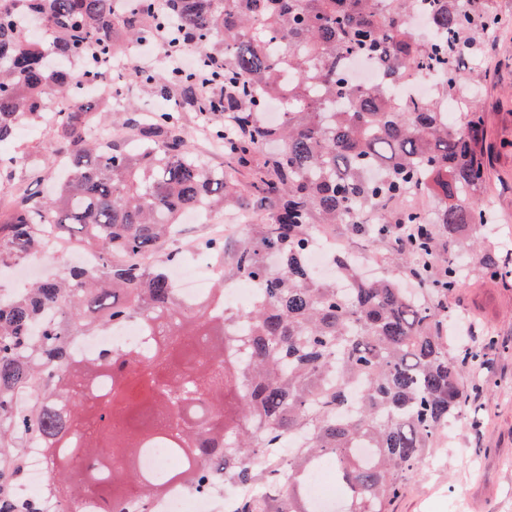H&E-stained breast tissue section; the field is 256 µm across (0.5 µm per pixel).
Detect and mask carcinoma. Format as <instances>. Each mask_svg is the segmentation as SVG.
<instances>
[{
	"instance_id": "carcinoma-1",
	"label": "carcinoma",
	"mask_w": 512,
	"mask_h": 512,
	"mask_svg": "<svg viewBox=\"0 0 512 512\" xmlns=\"http://www.w3.org/2000/svg\"><path fill=\"white\" fill-rule=\"evenodd\" d=\"M490 2L169 0L180 39L211 45L231 96L214 112L213 92L186 77L134 70L160 96L181 88L183 97L172 112L131 114L128 137L103 148L78 87L100 78L117 38L149 40L166 20L149 0H0V142L45 124L50 96L73 102L56 113L69 163L55 198L26 190L0 211V269L41 253L50 230L99 259L0 296V462L9 463L0 512L26 477L33 441L62 512H80L85 493L100 512L160 495L164 482L142 467L155 448L177 462L169 482L249 487L234 512H317L308 482L324 458L336 465L344 512H387L448 421L478 418L463 371L498 339L488 334L460 358L445 325L448 297L464 286L454 247L489 221L478 200L485 131L476 101L459 122L444 106L470 95L465 68L498 26ZM415 8L433 32L425 45L409 26ZM355 58L388 79L353 83ZM419 69L441 85L408 105L394 86ZM281 89L288 111L268 126L263 104ZM185 109L208 121L228 167L250 174L249 209L268 212L230 249L201 242L224 270L193 309L167 262L131 261L178 237L188 210L242 207L237 183L192 149ZM266 141L280 148L259 159ZM33 164L29 152L1 158L0 175ZM335 224L392 247L394 225H406L401 251L417 292L397 275L364 279L343 255L335 265L348 287L312 273L314 229ZM478 263L512 282V262L496 253ZM239 278L261 289L244 312L224 303V282ZM132 318L145 324L146 346L70 356L74 337Z\"/></svg>"
}]
</instances>
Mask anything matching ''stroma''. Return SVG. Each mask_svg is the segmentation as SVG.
<instances>
[{"instance_id":"1","label":"stroma","mask_w":512,"mask_h":512,"mask_svg":"<svg viewBox=\"0 0 512 512\" xmlns=\"http://www.w3.org/2000/svg\"><path fill=\"white\" fill-rule=\"evenodd\" d=\"M493 7L507 25L498 33L496 52L483 56L473 73L479 84L476 99L487 128L488 185L483 199L497 217L493 229L481 231L480 237L496 253L508 255L512 253V151L502 150L501 145L512 141V0H494ZM105 78L126 89L119 100L92 94L96 111L108 113L110 121L123 120L132 110L141 112L165 104L163 98L131 78L110 72ZM57 139L56 130L45 128L35 133L24 131L14 140L0 143L1 157L32 149L43 157L33 174L0 180V208H10L14 189L22 185L44 195L52 193L58 170L47 156ZM331 234L357 258L371 257L374 275H387L406 265L403 253L369 246L351 237L344 225H336ZM466 260L465 285L449 307L459 312L467 343L477 344L486 330L503 342L489 353L486 364L470 365L463 376V384L481 407L484 419L475 426L467 422L449 425L447 442L430 456L431 469L406 482L389 512H512V288L482 278L474 254H467Z\"/></svg>"}]
</instances>
